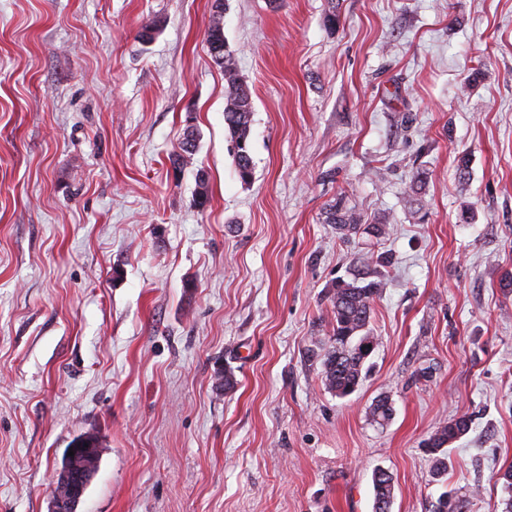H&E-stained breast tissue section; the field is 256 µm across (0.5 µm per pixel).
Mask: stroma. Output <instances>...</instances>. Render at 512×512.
Here are the masks:
<instances>
[{"label":"stroma","mask_w":512,"mask_h":512,"mask_svg":"<svg viewBox=\"0 0 512 512\" xmlns=\"http://www.w3.org/2000/svg\"><path fill=\"white\" fill-rule=\"evenodd\" d=\"M212 3L0 0V512H48L85 432L102 452L78 512H374L377 468L390 512L445 492L503 512L512 0H226L248 184ZM338 203L363 215L356 238L327 223ZM361 256L389 259L377 345L339 398L320 374L326 293ZM463 415L433 478L424 443ZM223 3H219V2ZM224 1L214 0L206 35L208 54L224 71V121L235 142V162L239 178L245 184L253 178L250 128L253 102L248 85L240 75L233 51L224 38ZM374 511L389 512L393 497V478L383 469H377L373 475Z\"/></svg>","instance_id":"stroma-1"}]
</instances>
